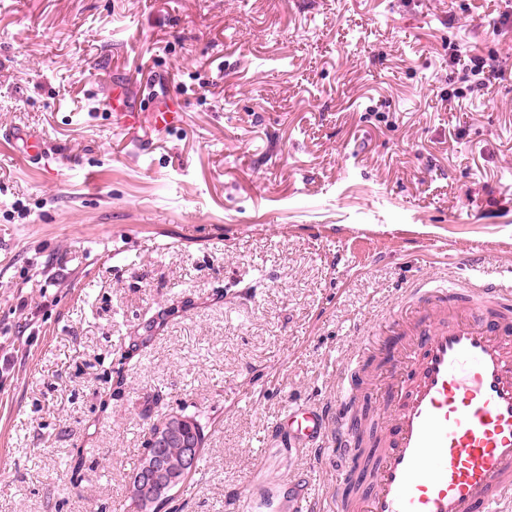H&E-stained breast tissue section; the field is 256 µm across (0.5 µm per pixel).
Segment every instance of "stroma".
<instances>
[{"instance_id":"35a3bbf8","label":"stroma","mask_w":512,"mask_h":512,"mask_svg":"<svg viewBox=\"0 0 512 512\" xmlns=\"http://www.w3.org/2000/svg\"><path fill=\"white\" fill-rule=\"evenodd\" d=\"M511 11L0 0V512H133L148 424L182 408L204 463L163 512H288L308 476L331 506L280 414L333 406L418 283L512 287ZM473 50L506 76L461 86Z\"/></svg>"}]
</instances>
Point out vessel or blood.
Here are the masks:
<instances>
[{
	"mask_svg": "<svg viewBox=\"0 0 512 512\" xmlns=\"http://www.w3.org/2000/svg\"><path fill=\"white\" fill-rule=\"evenodd\" d=\"M412 294L443 311L414 318L390 361L376 447L358 445L352 362L335 409L289 408L279 428L336 462V512H512V290L474 277Z\"/></svg>",
	"mask_w": 512,
	"mask_h": 512,
	"instance_id": "1",
	"label": "vessel or blood"
}]
</instances>
